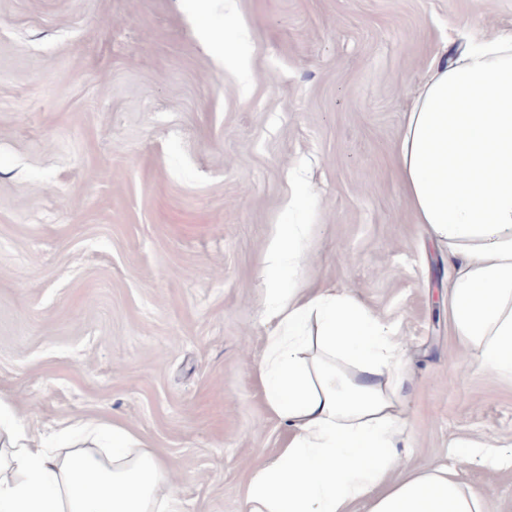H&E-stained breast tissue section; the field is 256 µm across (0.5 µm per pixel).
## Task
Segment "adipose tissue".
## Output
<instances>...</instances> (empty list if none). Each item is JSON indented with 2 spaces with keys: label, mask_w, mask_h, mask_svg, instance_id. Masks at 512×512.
<instances>
[{
  "label": "adipose tissue",
  "mask_w": 512,
  "mask_h": 512,
  "mask_svg": "<svg viewBox=\"0 0 512 512\" xmlns=\"http://www.w3.org/2000/svg\"><path fill=\"white\" fill-rule=\"evenodd\" d=\"M417 223L456 262L447 301L463 350L456 369L512 377V33L443 48L408 110L396 152ZM271 330L257 366L270 412L288 430L256 466L244 512H487L446 466L396 479L408 430L397 393L402 339L353 293L270 286ZM81 442H37L0 404V512H187L162 493L170 471L137 437L79 419ZM461 460L512 467L493 438L458 441Z\"/></svg>",
  "instance_id": "1"
}]
</instances>
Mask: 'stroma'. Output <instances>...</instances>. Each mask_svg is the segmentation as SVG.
Instances as JSON below:
<instances>
[{
    "label": "stroma",
    "mask_w": 512,
    "mask_h": 512,
    "mask_svg": "<svg viewBox=\"0 0 512 512\" xmlns=\"http://www.w3.org/2000/svg\"><path fill=\"white\" fill-rule=\"evenodd\" d=\"M511 30L512 0H0V399L36 434L130 428L193 512H243L286 434L256 373L267 247L301 224L280 286L399 327L408 470L512 512V468L453 450L512 444V379L454 369L453 267L395 169L432 58ZM511 447L512 444L504 446L493 438L461 440L453 446L456 448L455 453L460 460L469 461L477 458L483 466L490 470L512 467Z\"/></svg>",
    "instance_id": "stroma-1"
}]
</instances>
